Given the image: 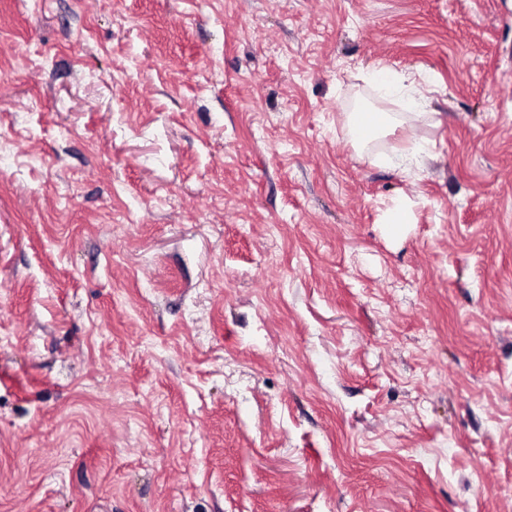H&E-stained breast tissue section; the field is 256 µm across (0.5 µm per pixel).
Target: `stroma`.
Here are the masks:
<instances>
[{
	"instance_id": "35a3bbf8",
	"label": "stroma",
	"mask_w": 512,
	"mask_h": 512,
	"mask_svg": "<svg viewBox=\"0 0 512 512\" xmlns=\"http://www.w3.org/2000/svg\"><path fill=\"white\" fill-rule=\"evenodd\" d=\"M0 512H512V0H0ZM397 116L379 112H355L350 118V127L357 142L373 139L388 128ZM408 117H404V127L406 131V140L409 144L407 151L401 155L399 161L402 164L410 166L419 162L421 154L425 150V143L418 134L419 116L422 112H407ZM398 161V162H399Z\"/></svg>"
}]
</instances>
